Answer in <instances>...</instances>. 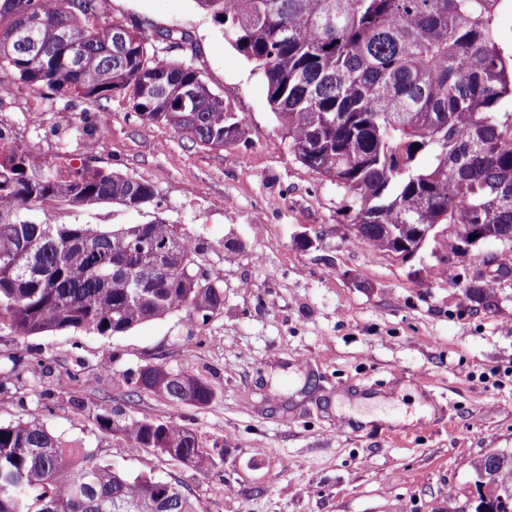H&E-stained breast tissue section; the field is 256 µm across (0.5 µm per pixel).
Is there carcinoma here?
I'll return each mask as SVG.
<instances>
[{
	"instance_id": "carcinoma-1",
	"label": "carcinoma",
	"mask_w": 512,
	"mask_h": 512,
	"mask_svg": "<svg viewBox=\"0 0 512 512\" xmlns=\"http://www.w3.org/2000/svg\"><path fill=\"white\" fill-rule=\"evenodd\" d=\"M254 65L267 102L299 161L355 202L356 240L388 253L398 224H440L453 254L481 224L512 238V50L502 46L500 14L512 0H195ZM102 0H0V76L76 93L101 105L125 95L136 114L190 141L222 149L239 141L242 119L197 69L164 62L150 37L101 21ZM37 22L40 53L19 45L16 29ZM120 29V43L111 41ZM41 164L20 148L4 157L13 201L0 206V244L18 256L39 247L21 271L0 260V326L19 336L86 330L124 333L188 310L205 321L224 308L219 277L197 270V248L173 224L47 221L49 200L75 208L153 203V186L99 171L64 179L27 172ZM168 250L178 271L136 283ZM207 407L211 383L174 371L158 391L172 404ZM94 420L133 451L151 448L198 471L213 455L192 431L148 416L99 409ZM473 512H512V451L474 464ZM0 512H202L176 482L132 476L68 448L38 422L0 425Z\"/></svg>"
}]
</instances>
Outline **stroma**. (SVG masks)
Wrapping results in <instances>:
<instances>
[{"label": "stroma", "mask_w": 512, "mask_h": 512, "mask_svg": "<svg viewBox=\"0 0 512 512\" xmlns=\"http://www.w3.org/2000/svg\"><path fill=\"white\" fill-rule=\"evenodd\" d=\"M109 22L153 36L155 54L191 64L245 128L224 149L141 119L0 78V116L41 148L68 136L78 164L151 183L152 206L71 209V222L176 225L217 269L224 308L187 311L101 336L20 337L0 328V424L43 423L65 444L132 474L180 483L204 512H455L477 496L474 463L512 451V279L465 295L497 247L464 256L428 240L402 260L349 237L344 190L301 164L265 85L195 0H103ZM40 119L28 123V113ZM159 364L209 379L207 408L142 394L128 379ZM192 430L215 450L205 473L101 430L94 406Z\"/></svg>", "instance_id": "stroma-1"}]
</instances>
